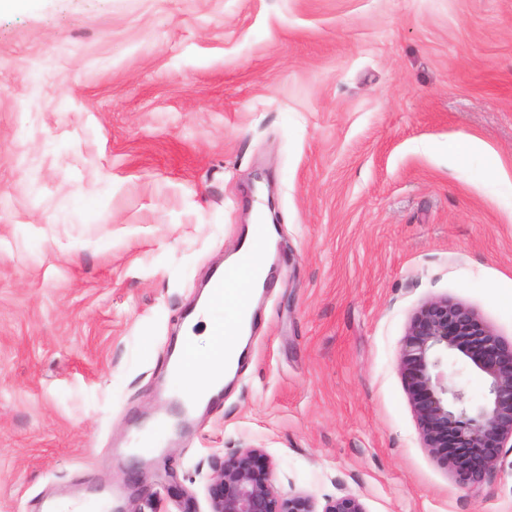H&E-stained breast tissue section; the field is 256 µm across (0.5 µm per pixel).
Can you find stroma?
Returning a JSON list of instances; mask_svg holds the SVG:
<instances>
[{
	"instance_id": "35a3bbf8",
	"label": "stroma",
	"mask_w": 512,
	"mask_h": 512,
	"mask_svg": "<svg viewBox=\"0 0 512 512\" xmlns=\"http://www.w3.org/2000/svg\"><path fill=\"white\" fill-rule=\"evenodd\" d=\"M269 203L241 374L152 462L113 457ZM434 297L512 342V0L0 10V512L114 484L120 512H209L214 457L248 446L284 496L512 512V448L474 499L420 441L397 360Z\"/></svg>"
}]
</instances>
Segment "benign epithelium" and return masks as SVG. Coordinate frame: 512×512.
Segmentation results:
<instances>
[{"label": "benign epithelium", "instance_id": "1", "mask_svg": "<svg viewBox=\"0 0 512 512\" xmlns=\"http://www.w3.org/2000/svg\"><path fill=\"white\" fill-rule=\"evenodd\" d=\"M465 363L487 385L473 404L448 377ZM398 367L424 448L450 468L458 486L477 499L486 476L512 443V343L470 307L446 297L422 304L411 316ZM210 512H367L346 493L318 507L309 494L283 497L272 481L273 462L262 448L246 447L213 461Z\"/></svg>", "mask_w": 512, "mask_h": 512}]
</instances>
